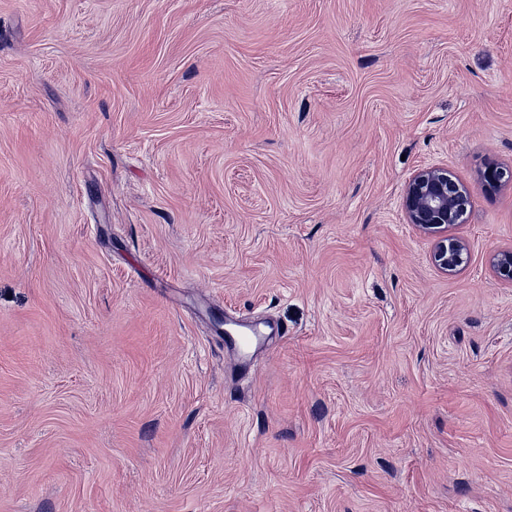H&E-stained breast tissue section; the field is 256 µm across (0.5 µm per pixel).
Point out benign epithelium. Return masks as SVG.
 <instances>
[{"label": "benign epithelium", "instance_id": "benign-epithelium-1", "mask_svg": "<svg viewBox=\"0 0 512 512\" xmlns=\"http://www.w3.org/2000/svg\"><path fill=\"white\" fill-rule=\"evenodd\" d=\"M484 181L492 187L511 182L512 171L490 167L484 173ZM469 204L467 188L443 167L420 168L404 186L403 209L407 223L424 233L446 232L448 226L463 223ZM467 258L468 248L462 241L445 237L435 245L434 262L446 272L455 271Z\"/></svg>", "mask_w": 512, "mask_h": 512}]
</instances>
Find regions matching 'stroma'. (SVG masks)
I'll return each mask as SVG.
<instances>
[{"label": "stroma", "mask_w": 512, "mask_h": 512, "mask_svg": "<svg viewBox=\"0 0 512 512\" xmlns=\"http://www.w3.org/2000/svg\"><path fill=\"white\" fill-rule=\"evenodd\" d=\"M492 166L512 0H0V512H512ZM469 204L467 188L447 168H420L404 186L407 223L424 233L447 232L448 226L463 223ZM467 245L458 240L448 242V236L435 245L433 259L436 265L446 271L453 272L468 258Z\"/></svg>", "instance_id": "stroma-1"}]
</instances>
